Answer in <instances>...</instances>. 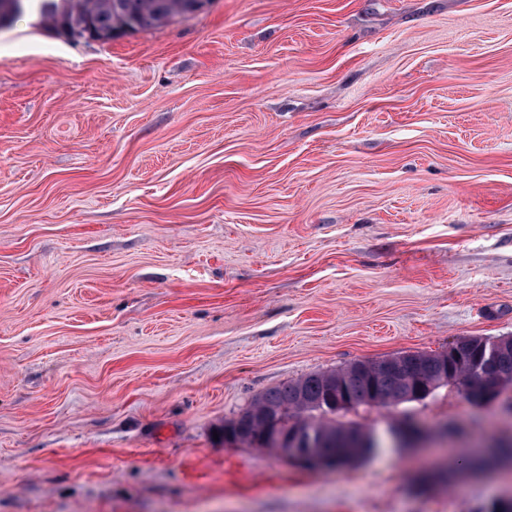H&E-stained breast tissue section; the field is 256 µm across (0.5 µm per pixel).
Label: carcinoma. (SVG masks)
Here are the masks:
<instances>
[{
  "instance_id": "1",
  "label": "carcinoma",
  "mask_w": 512,
  "mask_h": 512,
  "mask_svg": "<svg viewBox=\"0 0 512 512\" xmlns=\"http://www.w3.org/2000/svg\"><path fill=\"white\" fill-rule=\"evenodd\" d=\"M200 0H0V28L31 11L56 36L110 41L127 31L156 28L179 15L194 13ZM495 365L512 376V336L500 337ZM458 345L459 361L448 350L393 357L394 371L380 362L355 361L344 367L291 380L256 398L239 417L224 422V434L250 448L287 455L313 448L326 467L369 458L383 448L378 436L336 421V402L354 406H395L423 401L448 385L478 395L481 376L467 370L476 347Z\"/></svg>"
}]
</instances>
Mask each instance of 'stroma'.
Returning <instances> with one entry per match:
<instances>
[{"instance_id": "1", "label": "stroma", "mask_w": 512, "mask_h": 512, "mask_svg": "<svg viewBox=\"0 0 512 512\" xmlns=\"http://www.w3.org/2000/svg\"><path fill=\"white\" fill-rule=\"evenodd\" d=\"M512 336V0H210L102 42L0 30V512H512L452 386L418 448L214 440L356 360Z\"/></svg>"}]
</instances>
